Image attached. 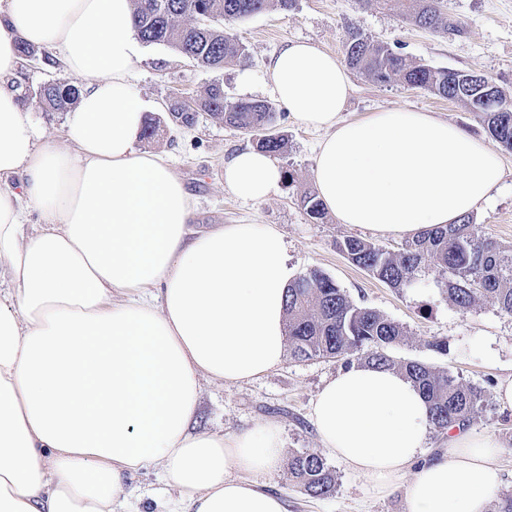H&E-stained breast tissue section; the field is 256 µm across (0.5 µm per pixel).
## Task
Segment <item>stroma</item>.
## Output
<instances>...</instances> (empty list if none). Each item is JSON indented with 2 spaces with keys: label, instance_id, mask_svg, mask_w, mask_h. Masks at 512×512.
<instances>
[{
  "label": "stroma",
  "instance_id": "35a3bbf8",
  "mask_svg": "<svg viewBox=\"0 0 512 512\" xmlns=\"http://www.w3.org/2000/svg\"><path fill=\"white\" fill-rule=\"evenodd\" d=\"M450 25L435 33L404 20L397 0L384 7L364 6L359 0H295L289 11H270L227 23L246 48L237 64L213 72L197 66L164 45H144L133 84L141 96L165 104L174 97H195L213 81H220L228 100L266 101L270 87L266 67L271 57L290 41L307 40L336 56L344 54L347 31L359 29L374 41L390 46L408 62L449 68L493 78L512 97V0H443ZM353 91L342 112L350 120L383 109L429 112L484 137L501 157L505 178L488 204L473 217L486 235L512 246V151L503 149L464 104L402 85L380 84L365 74L351 72ZM69 83L62 64L45 55L22 61L13 82L23 98H30L43 82ZM278 126L288 136L286 152L275 161L286 178L277 196L258 204L238 199L224 184V160L233 152L253 146L252 137L202 114L189 128L161 124L155 139L140 141L139 149H166L193 195L195 211L191 234L219 224H272L288 247V262L297 272L321 269L359 306L374 309L400 323L407 336L393 354L447 370L463 382L480 386L486 401L469 422L475 432L494 435L503 445L500 459L503 480L489 507L512 497V408L495 398V388L512 376V315L502 313L493 298L481 299L467 312L449 300L441 276L425 266L415 283L397 290L353 265L336 247L337 241L358 237L397 252L401 238L372 233L339 223L333 215L312 219L300 203L314 189L315 148L322 134L298 125L286 110H278ZM447 341L441 355L429 343ZM343 364L331 358L306 362L284 359L276 369L247 383L202 379L198 432L228 436L272 422L279 429L285 463L260 481L281 493L290 512H404V487L387 495L375 493L371 480L336 458L332 496L312 498L297 485L287 466L298 452L320 450L310 420V405L325 382Z\"/></svg>",
  "mask_w": 512,
  "mask_h": 512
}]
</instances>
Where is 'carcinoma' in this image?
Here are the masks:
<instances>
[{"label":"carcinoma","instance_id":"cac0c4a2","mask_svg":"<svg viewBox=\"0 0 512 512\" xmlns=\"http://www.w3.org/2000/svg\"><path fill=\"white\" fill-rule=\"evenodd\" d=\"M295 0H132L137 37L146 44L166 45L191 62L219 72L244 56V45L224 30V21L248 18L269 10L287 11ZM406 19L432 30L448 28L439 0H406ZM349 68L386 84L400 82L458 101L479 113L487 132L512 151V100L497 84H467L466 72L412 65L392 48L351 29L345 42ZM47 112H66L79 99L75 84L47 82L36 91ZM183 111L187 125L200 112L256 140L272 156L284 153L288 138L277 128L273 106L260 100L224 99L215 80ZM309 216L325 217V207L313 192L300 199ZM336 247L350 262L392 288L411 285L429 262L444 276L448 297L466 311L482 297H491L501 312L512 315V247L485 236L474 217L434 227L405 241L397 253L374 243L349 237ZM286 336L292 359L332 358L345 365L357 360L367 365L404 373L426 398L434 429L442 432L454 421H469L484 401L482 388L466 384L453 373L437 370L418 360H398L393 348L403 343L406 331L379 312L355 304L344 289L318 269L296 277L287 290ZM290 472L304 493L327 497L336 490V473L315 450L296 453Z\"/></svg>","mask_w":512,"mask_h":512}]
</instances>
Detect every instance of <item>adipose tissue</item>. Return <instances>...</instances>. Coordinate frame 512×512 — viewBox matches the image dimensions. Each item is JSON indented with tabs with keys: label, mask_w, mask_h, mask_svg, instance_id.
<instances>
[{
	"label": "adipose tissue",
	"mask_w": 512,
	"mask_h": 512,
	"mask_svg": "<svg viewBox=\"0 0 512 512\" xmlns=\"http://www.w3.org/2000/svg\"><path fill=\"white\" fill-rule=\"evenodd\" d=\"M22 41L82 84L64 140L37 130L11 82ZM140 54L132 0H0V512H116L127 478L155 464L178 491L163 512H288L255 480L279 465L275 425L226 437L191 423L202 378L281 365L296 271L273 225L189 235L194 200L171 159L137 147L156 108L130 84ZM267 77L293 119L323 131L313 178L340 223L413 238L476 211L504 179L482 138L429 113L343 120L349 73L310 42H289ZM283 181L256 148L224 164L247 201ZM32 212L45 224L30 231ZM310 419L378 494L412 471L404 512H488L502 483L501 444L464 423L425 456L428 405L399 372L342 369Z\"/></svg>",
	"instance_id": "adipose-tissue-1"
}]
</instances>
